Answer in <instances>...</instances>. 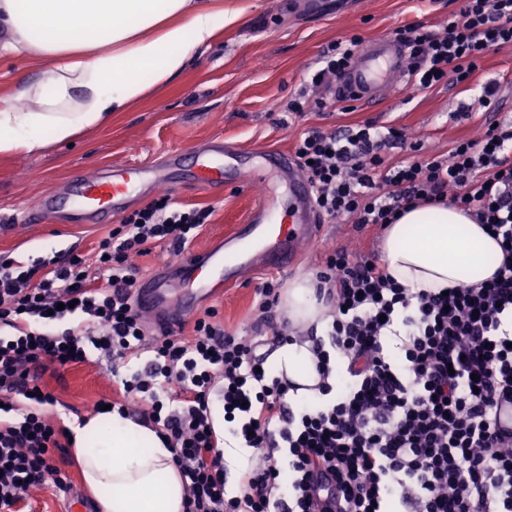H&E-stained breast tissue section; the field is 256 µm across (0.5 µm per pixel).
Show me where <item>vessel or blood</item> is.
Masks as SVG:
<instances>
[{
    "instance_id": "obj_1",
    "label": "vessel or blood",
    "mask_w": 512,
    "mask_h": 512,
    "mask_svg": "<svg viewBox=\"0 0 512 512\" xmlns=\"http://www.w3.org/2000/svg\"><path fill=\"white\" fill-rule=\"evenodd\" d=\"M406 57L398 40L373 39L337 78L333 98L364 108L379 105L387 92L405 83ZM183 177L202 188L236 186L246 178L264 192L245 224L138 284L136 304L159 327L178 328L199 301L223 296L225 288L242 282L258 267L292 265L321 235L311 185L289 153L260 150L251 154L220 139L165 154L153 165L115 164L91 175L81 174L64 188L45 192L36 207L24 211L22 220L39 224L46 216L63 215L73 224H108L124 211L133 194L177 188ZM277 183L285 185V195L275 193Z\"/></svg>"
}]
</instances>
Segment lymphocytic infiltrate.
Wrapping results in <instances>:
<instances>
[{"instance_id": "1", "label": "lymphocytic infiltrate", "mask_w": 512, "mask_h": 512, "mask_svg": "<svg viewBox=\"0 0 512 512\" xmlns=\"http://www.w3.org/2000/svg\"><path fill=\"white\" fill-rule=\"evenodd\" d=\"M409 49L415 90L471 82L493 47L512 46V0H462L441 30L394 32ZM360 44L336 42L308 82L335 80ZM402 145L411 157L389 162ZM421 142L367 122L301 133L293 154L314 188L322 220L386 227L420 204L464 210L498 240L495 276L449 292L412 291L377 252L339 247L316 272L329 330L313 341L321 376L331 360L346 378L320 385L325 399L297 408L287 377L264 373L266 341H291L276 319L281 286L256 290L251 336L225 330L216 310L190 335L149 334L135 308L136 257L158 245L184 253L207 224L208 208H175L163 194L125 216L93 262L72 254L26 265L0 254V512H18L33 489L66 487L56 465L63 428L45 408L48 370L113 359L146 348L144 370L123 380L137 416L172 450L187 486L184 512H512V432L497 425L512 401V122L490 120L478 137L418 160ZM225 405L224 429L259 459L235 489L217 446L210 399Z\"/></svg>"}]
</instances>
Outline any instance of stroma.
I'll use <instances>...</instances> for the list:
<instances>
[{
    "label": "stroma",
    "mask_w": 512,
    "mask_h": 512,
    "mask_svg": "<svg viewBox=\"0 0 512 512\" xmlns=\"http://www.w3.org/2000/svg\"><path fill=\"white\" fill-rule=\"evenodd\" d=\"M261 7L241 27L225 31L224 40L195 60L171 84L151 90L132 111L118 113L102 129L41 154L18 153L0 157V253L20 259L75 250L92 256L109 231L105 224H69L58 220L23 224V210L40 196L59 188L77 173L105 169L115 164L150 165L171 151L197 146L214 138L246 150H291L304 130L354 126L367 121L403 130L421 140L423 155L447 153L449 143L461 136L479 134L484 119L476 90L441 86L427 92H392L379 111L338 108L310 109L280 120L296 99L308 70L321 53L340 40L357 36L367 41L391 35L411 24L441 29L458 7L456 0H322L314 13L299 11L294 0H260ZM474 81L500 84L499 119L512 120V47L493 49L482 61ZM471 107V116H457L459 104ZM258 187L242 184L222 189L179 186L172 197L179 208H212L213 214L191 245L201 251L219 235L244 223L259 199ZM379 228L358 230L350 223H327L321 238L288 269H258L248 282L230 288L217 301L219 319L227 331L243 334L255 317L254 293L268 279L288 284L314 274L329 251L380 248ZM150 358L141 351L120 361H110L91 351L89 361L46 374L43 385L56 399L48 412L64 426L87 417L101 403L123 401L114 376L127 377L144 369ZM71 485L67 496L45 487L30 492L25 512H99L96 498L84 486L72 452L60 464Z\"/></svg>",
    "instance_id": "35a3bbf8"
}]
</instances>
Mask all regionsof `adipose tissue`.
Here are the masks:
<instances>
[{"label": "adipose tissue", "mask_w": 512, "mask_h": 512, "mask_svg": "<svg viewBox=\"0 0 512 512\" xmlns=\"http://www.w3.org/2000/svg\"><path fill=\"white\" fill-rule=\"evenodd\" d=\"M258 7L259 0H0V60L47 68L0 95V157L42 153L102 129L178 78ZM382 260L400 284L434 290L491 279L503 253L460 209L421 205L385 230ZM283 301L292 323L322 324L310 278L289 283ZM267 365L298 383L296 400L318 397L310 342L277 348ZM70 429L100 512H183L186 484L151 427L110 410Z\"/></svg>", "instance_id": "ef3b65f1"}]
</instances>
